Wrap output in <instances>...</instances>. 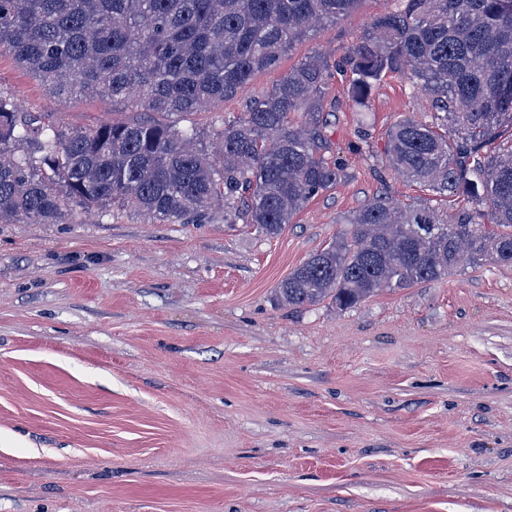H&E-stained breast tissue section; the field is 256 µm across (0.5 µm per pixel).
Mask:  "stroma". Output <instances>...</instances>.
Returning <instances> with one entry per match:
<instances>
[{
	"label": "stroma",
	"mask_w": 512,
	"mask_h": 512,
	"mask_svg": "<svg viewBox=\"0 0 512 512\" xmlns=\"http://www.w3.org/2000/svg\"><path fill=\"white\" fill-rule=\"evenodd\" d=\"M400 0H359L275 67L192 117L220 120L306 57L342 62ZM0 88L69 128L142 117L97 95L57 101L0 55ZM347 181L276 238L214 209L190 224L75 211L0 224V512H512V265L461 266L339 311L281 307L278 282L378 195L439 197L386 160L387 129L427 121L399 75L368 109L324 86Z\"/></svg>",
	"instance_id": "stroma-1"
}]
</instances>
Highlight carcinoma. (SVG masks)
<instances>
[{"label":"carcinoma","mask_w":512,"mask_h":512,"mask_svg":"<svg viewBox=\"0 0 512 512\" xmlns=\"http://www.w3.org/2000/svg\"><path fill=\"white\" fill-rule=\"evenodd\" d=\"M356 2L0 0V54L50 93L100 94L158 115L63 130L0 89V224H57L76 208L114 206L186 224L218 207L224 223L278 237L311 197L349 177L326 156L325 55L222 122L213 152L185 122ZM344 65L360 112L387 74L429 100L430 121L406 117L388 129L389 162L463 207L450 224L426 202L372 199L277 284L278 304L328 300L343 311L443 280L464 262L512 265V142L497 143L512 130V0H404L373 20Z\"/></svg>","instance_id":"carcinoma-1"}]
</instances>
